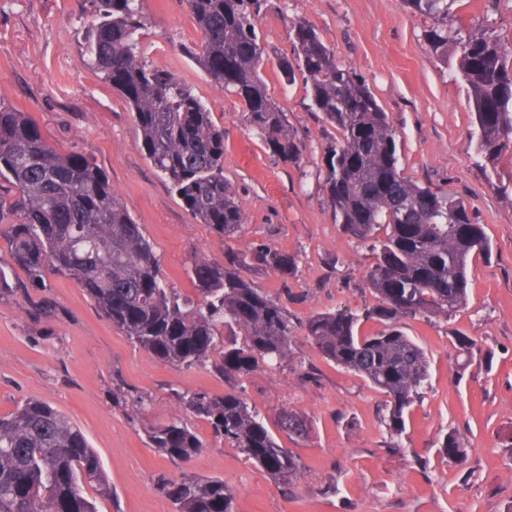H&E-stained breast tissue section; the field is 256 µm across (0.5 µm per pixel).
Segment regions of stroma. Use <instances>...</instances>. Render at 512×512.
<instances>
[{
  "label": "stroma",
  "instance_id": "obj_1",
  "mask_svg": "<svg viewBox=\"0 0 512 512\" xmlns=\"http://www.w3.org/2000/svg\"><path fill=\"white\" fill-rule=\"evenodd\" d=\"M453 11L467 26L492 20L512 47V0H457ZM144 13L145 60L191 86L224 127V175L246 217L230 244L197 223L158 176L126 103L90 67L81 47L84 0H0V101L29 113L58 148L100 166L152 243L163 276L185 294L194 292L192 256L220 262L225 247L262 245L294 256L293 274L253 278L287 306L291 349L281 365L232 386L210 369L152 359L73 281L53 277L48 290L0 298V414L34 398L83 431L112 487L97 512H175L162 485L187 474L224 479L236 512H512V159L497 174L485 171L470 145V103L452 66L428 47L423 19L402 0H266L256 22L260 72L303 146L299 163L284 164L247 128L241 99L189 61L186 50L200 35L185 0H145ZM298 19L316 27L389 112L403 176L466 198L492 243L491 258L470 265L465 308L446 321L404 322L427 354L430 379L395 438L383 424L386 396L324 359L300 329L312 314L360 313L377 300L365 284L372 253L340 231L328 198L323 158L337 132L313 110L303 79L288 83L278 67L293 53L290 27ZM42 299L52 316L33 315ZM461 335L475 340L473 350L460 347ZM232 387L267 422L284 408L309 420L307 438L281 440L300 463L290 484L215 440L170 396ZM180 417L204 443L187 463L148 447L144 433L147 424ZM451 431L466 450L459 461L439 448Z\"/></svg>",
  "mask_w": 512,
  "mask_h": 512
}]
</instances>
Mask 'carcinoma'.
Instances as JSON below:
<instances>
[{
  "label": "carcinoma",
  "mask_w": 512,
  "mask_h": 512,
  "mask_svg": "<svg viewBox=\"0 0 512 512\" xmlns=\"http://www.w3.org/2000/svg\"><path fill=\"white\" fill-rule=\"evenodd\" d=\"M454 2L403 0L428 22L425 40L436 57L454 48L452 78L472 103L475 149L494 168L512 157V134L511 143L502 142V131H512V48L489 23L466 27L454 20ZM262 4L186 0L201 33L188 55L211 82L243 101L248 127L272 157L296 164L301 146L260 75L264 48L255 18ZM86 9L85 55L132 111L154 168L198 223L224 242L236 238L245 217L224 177V127L189 85L141 55L143 0H86ZM290 35L294 54L281 58L279 69L290 83L302 76L312 108L339 133L324 157L328 197L341 230L374 255L366 285L378 299L360 315L316 313L303 323L304 336L323 357L388 397L383 420L400 435L429 379L427 355L402 320L455 315L468 298L469 261L491 254L490 242L467 200L401 175L391 116L365 78L338 61L309 22H293ZM0 253L30 288H47L49 275L72 280L104 320L164 364L209 366L235 381L261 362L283 359L293 340L288 309L248 277L254 271L288 276L295 260L287 252L228 246L222 263L195 256L189 273L199 298L182 295L163 277L151 243L101 168L59 151L28 113L2 103ZM364 318L384 329L359 334ZM173 397L273 479L286 485L300 474L298 459L275 435L308 434L299 412L281 410L272 430L234 391L176 390ZM146 436L149 447L185 462L203 447L180 418L149 426ZM439 443L449 459L463 456L455 433ZM163 492L175 512H234L233 493L221 478L185 475ZM111 493L98 453L64 414L27 399L0 415V512H96L94 500Z\"/></svg>",
  "instance_id": "carcinoma-1"
}]
</instances>
